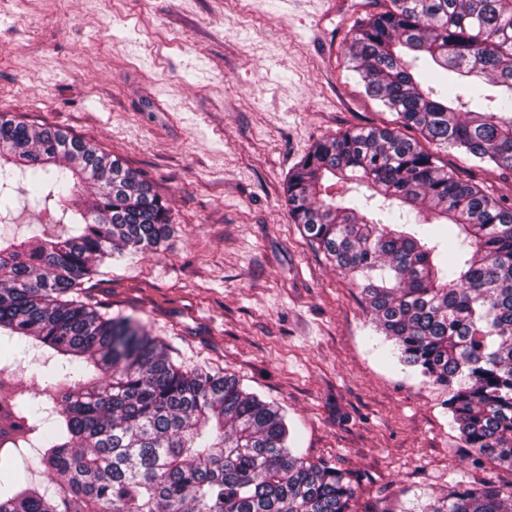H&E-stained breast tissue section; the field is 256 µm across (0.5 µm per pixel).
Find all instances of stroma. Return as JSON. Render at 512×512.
Returning <instances> with one entry per match:
<instances>
[{"mask_svg":"<svg viewBox=\"0 0 512 512\" xmlns=\"http://www.w3.org/2000/svg\"><path fill=\"white\" fill-rule=\"evenodd\" d=\"M377 0H0V113L97 143L150 181L171 237L113 263L95 300L175 360L280 405L295 455L358 480L355 512H412L475 467L446 388L401 365L361 294L294 224L284 187L321 138L389 125L349 61ZM512 195V171L435 152Z\"/></svg>","mask_w":512,"mask_h":512,"instance_id":"35a3bbf8","label":"stroma"}]
</instances>
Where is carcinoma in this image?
<instances>
[{
	"mask_svg": "<svg viewBox=\"0 0 512 512\" xmlns=\"http://www.w3.org/2000/svg\"><path fill=\"white\" fill-rule=\"evenodd\" d=\"M349 56L396 126L317 142L286 183L292 220L361 288L398 362L448 388L464 447L512 471V201L408 135L512 168V0H387ZM348 181L365 191H331ZM15 182L59 207L61 230L0 233V353L43 383L9 385L0 512H353L352 474L293 454L277 405L82 298L102 267L171 235L145 179L91 141L4 113L0 222ZM23 448L47 484L18 467ZM419 512H512V483L454 484Z\"/></svg>",
	"mask_w": 512,
	"mask_h": 512,
	"instance_id": "obj_1",
	"label": "carcinoma"
}]
</instances>
